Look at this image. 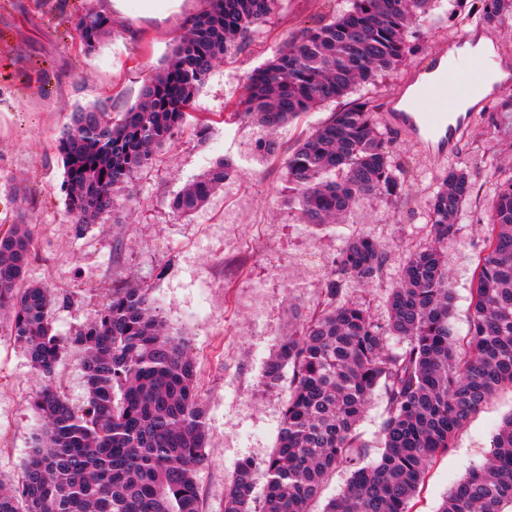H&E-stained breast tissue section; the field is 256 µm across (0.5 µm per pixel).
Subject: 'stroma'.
I'll use <instances>...</instances> for the list:
<instances>
[{"label":"stroma","instance_id":"stroma-1","mask_svg":"<svg viewBox=\"0 0 512 512\" xmlns=\"http://www.w3.org/2000/svg\"><path fill=\"white\" fill-rule=\"evenodd\" d=\"M106 0H0V227L32 224L38 242L32 279L51 288L54 327L69 336L132 277L150 281L172 331L197 362L209 429L207 458L196 472L203 512H223L224 492L242 459L262 460L277 443L287 387L266 390L265 365L295 314H309L322 293V275L343 235L365 233L384 245L383 276L371 288L349 286L343 300L369 305L385 322L387 299L407 250L426 239L425 207L448 167L468 169L480 191L449 239L452 322L465 337L473 272L498 168L512 162V114L495 111L496 95L470 113L458 144L440 154L389 120L390 105L408 73L451 41L481 37L477 22L430 26L417 20L408 33L419 50L405 64L364 87L384 122L381 131L413 179L404 196L361 200L341 232L312 230L285 201L281 160L259 159L258 126L228 122L224 114L247 76L272 58L298 30L339 8L338 0H282L272 18L232 47L201 87L194 109L209 120L206 139L187 124L119 197L104 223L75 235L65 209L63 165L54 147L71 112L98 102L126 111L170 56L187 20L206 0H182L178 11L141 15L140 0L112 15V34L87 53L75 24L85 10L104 11ZM236 169L223 190L188 220H174L169 204L189 181L222 157ZM40 387L22 349L0 327V481L16 476L40 427L30 398ZM512 413V388L502 387L458 432L447 453L428 467L411 512H436L468 468L481 465L502 419Z\"/></svg>","mask_w":512,"mask_h":512}]
</instances>
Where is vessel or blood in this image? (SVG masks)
<instances>
[{
	"mask_svg": "<svg viewBox=\"0 0 512 512\" xmlns=\"http://www.w3.org/2000/svg\"><path fill=\"white\" fill-rule=\"evenodd\" d=\"M487 75L480 56H470L467 64L456 66L449 63L447 52H439L416 71L407 88L424 103V111L401 109L391 113L390 118L429 147L439 151L453 147L463 134L467 119L453 116L451 109L454 104L474 98Z\"/></svg>",
	"mask_w": 512,
	"mask_h": 512,
	"instance_id": "b4317fda",
	"label": "vessel or blood"
}]
</instances>
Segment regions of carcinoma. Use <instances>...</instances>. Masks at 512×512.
Instances as JSON below:
<instances>
[{"instance_id":"carcinoma-1","label":"carcinoma","mask_w":512,"mask_h":512,"mask_svg":"<svg viewBox=\"0 0 512 512\" xmlns=\"http://www.w3.org/2000/svg\"><path fill=\"white\" fill-rule=\"evenodd\" d=\"M470 1L490 24L512 15V0H448L444 13L436 11L438 0H345V8L292 35L257 67L227 118L263 128L268 137L257 151L278 155L281 128L411 56L408 29L416 18L461 23ZM207 2L128 110L114 116L104 103L79 107L58 130L62 189L77 234L101 223L118 194H130L136 175L184 127L228 48L266 23L279 0ZM110 28L94 9L76 25L89 53ZM285 168L288 203L312 229H339L365 196L398 201L411 179L364 97L302 134L287 150ZM233 171L230 158L217 161L173 197L172 213L179 220L195 214ZM475 190L466 169L445 173L427 203L426 241L409 251L384 325L364 304L337 300L350 285L377 284L383 245L364 234L344 241L323 275L318 308L280 341L262 376L272 389L292 370L276 449L236 466L224 512H312L338 468L350 472L349 482L323 512H409L432 461L501 386L512 385V171L497 183L489 210L465 343L452 324L446 243ZM36 239L34 224L0 229V311L41 381L31 401L40 429L17 482L0 483V512H202L195 473L205 460L208 425L187 343L163 319L144 280L112 289L90 322L60 336L49 288L28 279ZM390 337L402 342L400 351L388 347ZM70 351L82 358L80 405L56 377ZM377 392L385 401L383 451L368 464L357 425ZM437 512H512V414L498 426L485 462Z\"/></svg>"}]
</instances>
